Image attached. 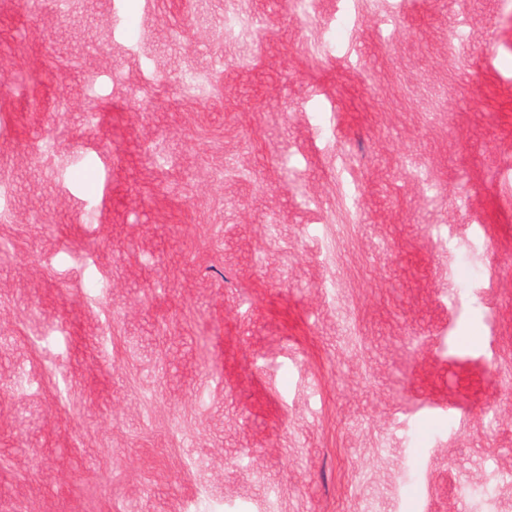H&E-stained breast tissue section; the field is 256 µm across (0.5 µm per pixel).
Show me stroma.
Returning a JSON list of instances; mask_svg holds the SVG:
<instances>
[{
  "mask_svg": "<svg viewBox=\"0 0 512 512\" xmlns=\"http://www.w3.org/2000/svg\"><path fill=\"white\" fill-rule=\"evenodd\" d=\"M0 512H512V0H0Z\"/></svg>",
  "mask_w": 512,
  "mask_h": 512,
  "instance_id": "35a3bbf8",
  "label": "stroma"
}]
</instances>
